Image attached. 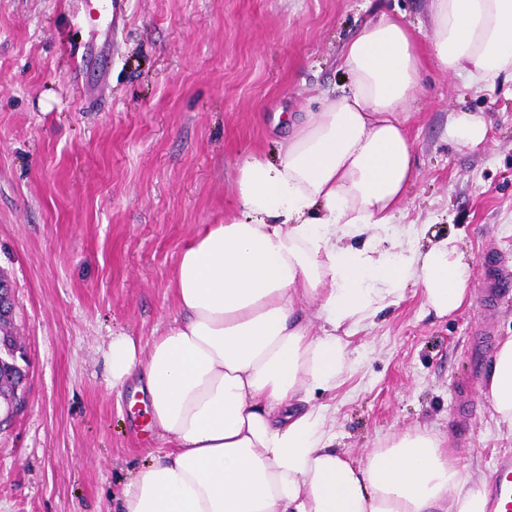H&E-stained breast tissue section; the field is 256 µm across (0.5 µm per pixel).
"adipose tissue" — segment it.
<instances>
[{"mask_svg": "<svg viewBox=\"0 0 512 512\" xmlns=\"http://www.w3.org/2000/svg\"><path fill=\"white\" fill-rule=\"evenodd\" d=\"M429 48L380 15L345 47L346 91L294 118L276 158L244 156L236 207L180 245L179 318L148 342L117 334L113 386L140 378L164 441L120 512H486V477L414 429L354 462L315 392L348 367L346 336L408 284L445 316L469 299L453 239L389 236L414 174L409 102L424 60L479 90L512 79V0H429ZM488 394L512 428V339Z\"/></svg>", "mask_w": 512, "mask_h": 512, "instance_id": "adipose-tissue-1", "label": "adipose tissue"}]
</instances>
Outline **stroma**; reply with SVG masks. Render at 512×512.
<instances>
[{
	"instance_id": "1",
	"label": "stroma",
	"mask_w": 512,
	"mask_h": 512,
	"mask_svg": "<svg viewBox=\"0 0 512 512\" xmlns=\"http://www.w3.org/2000/svg\"><path fill=\"white\" fill-rule=\"evenodd\" d=\"M382 12L415 26L428 0H125L98 73L82 68V0H0V273L29 360L26 405L0 428V512H114L162 439L133 383L112 388V335L146 341L176 317L181 242L223 222L241 158L277 155L278 113L346 86L344 48ZM411 112L395 230L453 238L472 303L439 317L407 289L348 337L342 384L313 402L352 459L419 428L487 475L512 455L487 396L512 338V82L477 91L428 62ZM459 112L486 119L479 147L449 142Z\"/></svg>"
}]
</instances>
